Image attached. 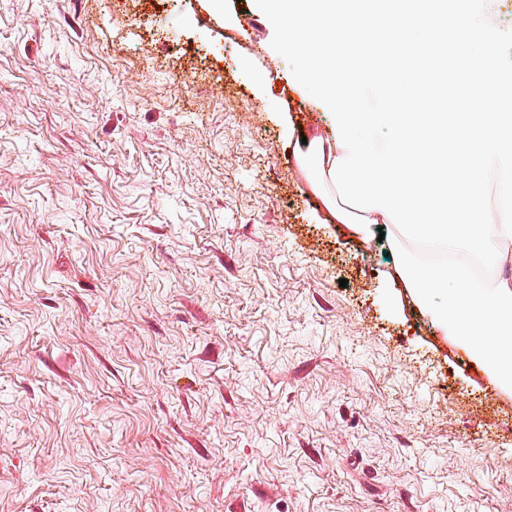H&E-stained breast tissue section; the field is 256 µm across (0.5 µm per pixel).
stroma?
I'll list each match as a JSON object with an SVG mask.
<instances>
[{
    "instance_id": "obj_1",
    "label": "stroma",
    "mask_w": 512,
    "mask_h": 512,
    "mask_svg": "<svg viewBox=\"0 0 512 512\" xmlns=\"http://www.w3.org/2000/svg\"><path fill=\"white\" fill-rule=\"evenodd\" d=\"M252 0H0V512H512V390L310 192Z\"/></svg>"
}]
</instances>
